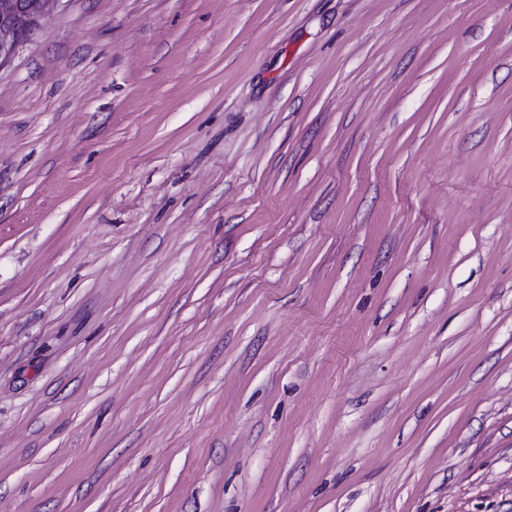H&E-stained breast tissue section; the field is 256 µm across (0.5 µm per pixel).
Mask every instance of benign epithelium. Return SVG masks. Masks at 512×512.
<instances>
[{"label": "benign epithelium", "instance_id": "7a95c632", "mask_svg": "<svg viewBox=\"0 0 512 512\" xmlns=\"http://www.w3.org/2000/svg\"><path fill=\"white\" fill-rule=\"evenodd\" d=\"M56 0H0V67L30 41L40 18Z\"/></svg>", "mask_w": 512, "mask_h": 512}]
</instances>
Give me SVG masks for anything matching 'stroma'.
<instances>
[{"instance_id":"obj_1","label":"stroma","mask_w":512,"mask_h":512,"mask_svg":"<svg viewBox=\"0 0 512 512\" xmlns=\"http://www.w3.org/2000/svg\"><path fill=\"white\" fill-rule=\"evenodd\" d=\"M0 512H512V0H58Z\"/></svg>"}]
</instances>
